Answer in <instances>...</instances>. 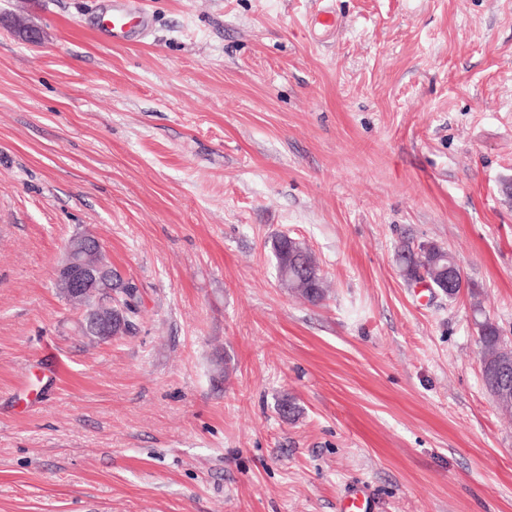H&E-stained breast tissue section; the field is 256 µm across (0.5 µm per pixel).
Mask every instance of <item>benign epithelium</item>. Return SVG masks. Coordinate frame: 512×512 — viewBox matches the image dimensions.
Wrapping results in <instances>:
<instances>
[{"instance_id":"1","label":"benign epithelium","mask_w":512,"mask_h":512,"mask_svg":"<svg viewBox=\"0 0 512 512\" xmlns=\"http://www.w3.org/2000/svg\"><path fill=\"white\" fill-rule=\"evenodd\" d=\"M104 252L103 244L96 236L85 233L82 238L64 247L60 263L55 268V280L65 288L68 301L82 313L83 326L90 327L101 339L112 337V330L124 327L123 308L115 303L99 300V291L112 287V268L100 261ZM462 278L457 261H451L440 282L426 276L419 284L436 289L441 284L453 287ZM493 368L503 375L512 369V345L502 342L500 356L495 359L481 358L480 370ZM498 408L512 405V388L507 383L488 391Z\"/></svg>"}]
</instances>
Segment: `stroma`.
Instances as JSON below:
<instances>
[{"label": "stroma", "instance_id": "1", "mask_svg": "<svg viewBox=\"0 0 512 512\" xmlns=\"http://www.w3.org/2000/svg\"><path fill=\"white\" fill-rule=\"evenodd\" d=\"M134 3L102 43L112 0H0V512H512L475 323L512 341V0ZM85 230L132 335L54 285ZM403 242L466 288L408 286ZM130 0H114L112 10L103 18V27L112 41L130 37L145 26L143 17L137 16L130 8ZM296 239H288L286 236L277 237L272 243V251L276 261L279 280L287 288L297 292V296L311 304H318L325 299L324 278L309 277L305 288L297 286L298 281L306 279L308 270V249ZM287 278L280 279L281 274ZM441 250H444V248L435 244V246H433L429 252V258H426V256L422 255L420 252L414 251V247L410 242H406L400 245L397 248L396 260L400 266V271L403 277L406 279V277L413 275L419 267L425 264L423 261L425 259L427 264L430 261L433 262L434 268H432L429 264L428 265L431 268L432 274H435L436 278L439 279L441 275L440 270L443 269L446 265V261L443 259ZM369 498L370 495L364 486L349 488L342 501V512H372Z\"/></svg>", "mask_w": 512, "mask_h": 512}]
</instances>
